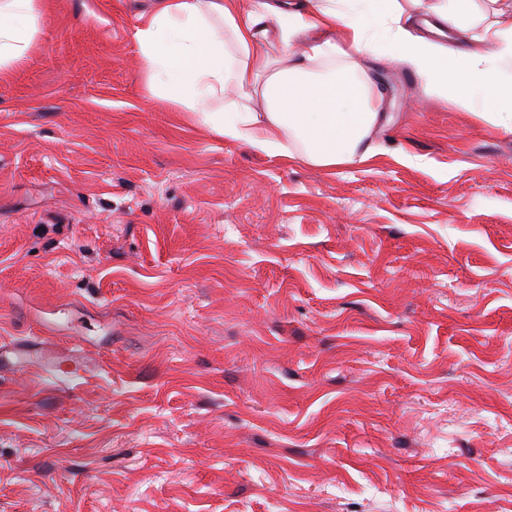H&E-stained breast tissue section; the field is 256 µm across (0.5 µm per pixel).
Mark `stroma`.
I'll list each match as a JSON object with an SVG mask.
<instances>
[{
	"mask_svg": "<svg viewBox=\"0 0 512 512\" xmlns=\"http://www.w3.org/2000/svg\"><path fill=\"white\" fill-rule=\"evenodd\" d=\"M124 0L0 71V512H512V134L367 58L374 162L146 88ZM415 156L413 164L399 153Z\"/></svg>",
	"mask_w": 512,
	"mask_h": 512,
	"instance_id": "stroma-1",
	"label": "stroma"
}]
</instances>
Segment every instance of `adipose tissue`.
<instances>
[{"label":"adipose tissue","instance_id":"1","mask_svg":"<svg viewBox=\"0 0 512 512\" xmlns=\"http://www.w3.org/2000/svg\"><path fill=\"white\" fill-rule=\"evenodd\" d=\"M498 3L151 0L132 38L151 94L217 136L334 169L374 159L388 122L364 56L397 61L427 94L512 133V26ZM41 16V0H0V69L28 56Z\"/></svg>","mask_w":512,"mask_h":512}]
</instances>
